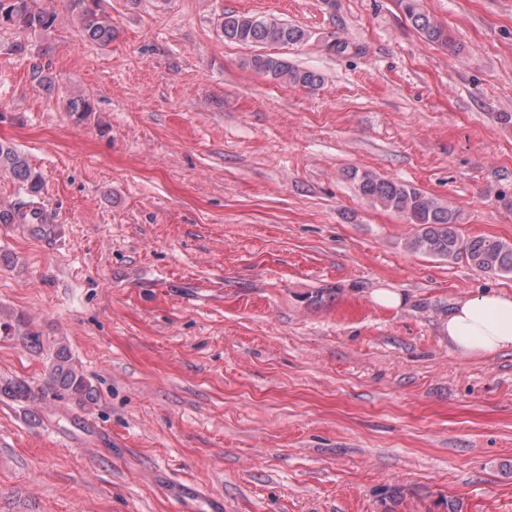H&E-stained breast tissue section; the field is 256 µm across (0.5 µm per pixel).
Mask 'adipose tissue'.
<instances>
[{
  "mask_svg": "<svg viewBox=\"0 0 512 512\" xmlns=\"http://www.w3.org/2000/svg\"><path fill=\"white\" fill-rule=\"evenodd\" d=\"M441 332L449 346L463 356L512 349V295L484 291L457 300Z\"/></svg>",
  "mask_w": 512,
  "mask_h": 512,
  "instance_id": "obj_1",
  "label": "adipose tissue"
}]
</instances>
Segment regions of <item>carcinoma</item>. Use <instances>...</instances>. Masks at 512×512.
<instances>
[{
    "label": "carcinoma",
    "instance_id": "cac0c4a2",
    "mask_svg": "<svg viewBox=\"0 0 512 512\" xmlns=\"http://www.w3.org/2000/svg\"><path fill=\"white\" fill-rule=\"evenodd\" d=\"M74 9L85 40L106 45L112 42L115 30L112 17L101 6V0H73ZM405 19L427 41L460 54L459 46L448 30L424 8L421 0H398ZM6 11L7 21L0 27H15L25 31L48 32L56 18L41 7L39 0H0V12ZM225 41L239 45L296 44L307 38L304 29L279 20L259 15L226 13L220 23ZM248 65L255 71L276 81L305 88L321 84L322 76L314 70L292 66L288 61L269 54L250 57ZM68 112L86 114L94 111L91 100L83 94H72L65 100ZM5 170L19 185L25 199L8 206L0 205V224H42L45 216L38 198L43 187L42 176L33 169L25 155L16 147L0 142V170ZM357 192L368 204L402 214L415 231L407 241L408 249L416 254L456 259L465 253V259L477 269L489 274H512V245L491 236L463 237L458 231L461 212L449 203L423 192L421 189L370 171L349 174ZM0 335L13 336L43 348L40 333L21 315L0 311ZM49 381L59 390L79 396L80 401L95 400V389L79 370L65 345L53 349L49 362ZM34 396L31 386L23 381H0V400L24 403Z\"/></svg>",
    "mask_w": 512,
    "mask_h": 512
}]
</instances>
